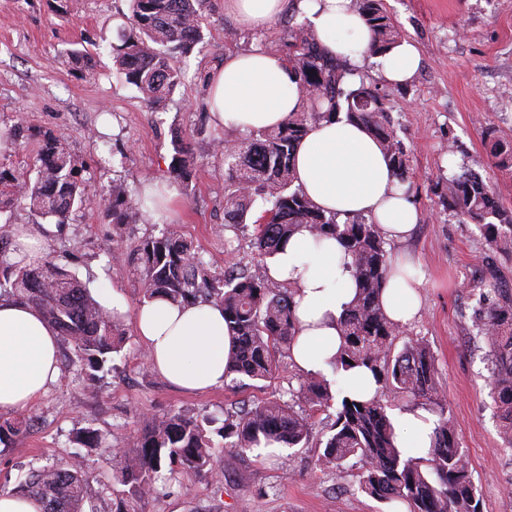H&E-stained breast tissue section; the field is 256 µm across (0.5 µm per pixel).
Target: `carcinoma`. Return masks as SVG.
Returning <instances> with one entry per match:
<instances>
[{"label":"carcinoma","mask_w":512,"mask_h":512,"mask_svg":"<svg viewBox=\"0 0 512 512\" xmlns=\"http://www.w3.org/2000/svg\"><path fill=\"white\" fill-rule=\"evenodd\" d=\"M130 2L131 31L113 47L115 62L125 81L154 107L183 84L181 59L200 42L202 0ZM353 7L370 27L372 53H383L403 39L383 0H353ZM288 58L297 70L308 106L284 126L260 130L224 152L225 223L234 227L248 223L259 198L272 204L262 215L265 223L254 228L257 268L236 265L217 275L192 242L169 228L138 241L129 253L119 245L112 247V258L137 265L147 301L160 296L179 304L210 301L222 306L233 341L228 373L271 381L283 371L279 357L294 340L293 292L268 275L266 260L301 228L316 238H337L352 257L357 293L340 321L343 346L332 362L333 373L364 366L381 387L411 401H425L437 416L431 448L420 456H404L397 448L394 425L381 396L369 401L344 396L342 389L332 390L322 374L307 373L298 389L288 390V396L240 400L235 410L224 412L222 420L200 421L181 412L151 419L114 454L120 482L126 487L120 497H111L106 486L91 488L76 462L66 468L29 470L20 493L39 499L44 512H63L64 506L68 512H83L93 498L100 502V509L91 512H134L137 501L157 493L158 482L179 470L213 474L218 456L228 448L237 453H252L263 444L274 443L307 448L311 424L303 406L328 409L336 400L335 419L317 454L322 469L337 470L356 458L363 465L362 489L394 508L403 503L407 512H481L464 450L447 417L431 349L422 338H409L396 349L402 331L387 319L380 305L389 266L386 240L371 222L356 217L340 223L336 216L318 211L294 184L296 144L311 125L343 109L382 144L395 175L406 182L408 148L393 128L387 94L363 80L358 88L345 90L350 69L327 55L308 26L288 31ZM483 136L497 165L512 167V141L497 136L490 125L483 126ZM30 137L39 139L35 176L20 178L0 170V209L22 201L35 214L64 224L72 213L93 203L112 216V223L122 225L139 223L156 204L154 193L142 191L133 201L117 185L110 195L96 190L92 201L91 184L77 178L61 136L52 131L32 132L21 124L0 131L3 141ZM194 172L189 144L182 139L174 142L170 176L186 185ZM439 199L443 208L480 225L489 249L512 259V210L498 204L479 173L465 170L448 176ZM11 233L12 224H0V295L38 308L74 347L88 380L96 381L97 373L105 371L123 348L125 334L118 315L106 314L86 285L68 271L50 265L37 271L8 262ZM479 304L477 336L490 348L501 433L512 446V294L490 284L480 289ZM25 429L24 420L0 422V444L9 445ZM72 441L80 447L112 449L91 428L76 431Z\"/></svg>","instance_id":"obj_1"}]
</instances>
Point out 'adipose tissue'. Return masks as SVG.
Wrapping results in <instances>:
<instances>
[{"mask_svg": "<svg viewBox=\"0 0 512 512\" xmlns=\"http://www.w3.org/2000/svg\"><path fill=\"white\" fill-rule=\"evenodd\" d=\"M294 5L330 56L354 70L373 68L392 84L410 80L420 53L404 40L389 51L370 54V28L352 0H224V11L244 29L269 26ZM210 112L215 124L244 133L277 128L305 101L299 76L286 55L259 48L227 54L209 77ZM295 184L319 209L344 220L371 219L386 241H406L420 212L389 164L380 144L346 114L313 125L298 143ZM268 274L293 291L295 338L289 359L305 373L329 374L340 352L339 323L357 283L352 259L333 237L317 239L297 231L268 263ZM423 281L415 262L397 255L380 300L388 320L410 324L421 306ZM136 332L153 369L176 387L205 392L226 383L231 333L221 306L179 305L157 297L141 304ZM59 334L41 312L13 297H0V411L29 407L59 378ZM397 445L404 455L431 445L435 418L416 407L393 415Z\"/></svg>", "mask_w": 512, "mask_h": 512, "instance_id": "ef3b65f1", "label": "adipose tissue"}]
</instances>
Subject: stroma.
<instances>
[{"mask_svg": "<svg viewBox=\"0 0 512 512\" xmlns=\"http://www.w3.org/2000/svg\"><path fill=\"white\" fill-rule=\"evenodd\" d=\"M383 3L422 55L405 87H386L395 131L410 150L406 187L421 212L403 248L419 261L422 309L402 336L425 339L431 348L482 512H512V450L500 434L488 386L489 347L473 327L476 287L491 282L512 293V259L488 250L478 225L446 211L436 188L466 167L489 178L496 199L512 209V169L497 166L482 136L489 123L512 140V0ZM201 13L203 41L181 62L179 93L150 107L117 75L112 55L130 26L129 0H0V129L20 123L58 132L81 176L104 190L116 183L131 196L149 183L174 189L177 206L167 221L219 274L233 264H253V230L224 225L226 168L214 141L240 143L245 136L225 135L212 122L208 76L230 50L286 52L287 31L301 20L292 13L251 32L225 16L224 0H205ZM72 49L82 52L81 61L69 57ZM178 136L189 140L197 160L186 185L169 177ZM164 222L147 216L118 226L91 206L49 234L56 266L76 273L91 290L114 289L125 302L127 341L113 369L92 387L72 346L61 345L58 381L25 412L33 427L0 453V491L14 490L29 467H63L78 455L90 479L122 494L111 456L76 448L73 433L89 427L120 443L154 417L178 410L197 419L219 417L236 401L298 387L301 374L289 367L269 382L233 375L223 388L190 394L142 361L131 316L143 300L142 276L137 265L112 263L109 254L114 240L159 235ZM310 422V447L293 449L286 466L264 455L227 451L213 475L179 473L159 494L142 500L139 512H387V504L362 491L357 461L334 472L319 467L316 447L330 420L314 410Z\"/></svg>", "mask_w": 512, "mask_h": 512, "instance_id": "35a3bbf8", "label": "stroma"}]
</instances>
